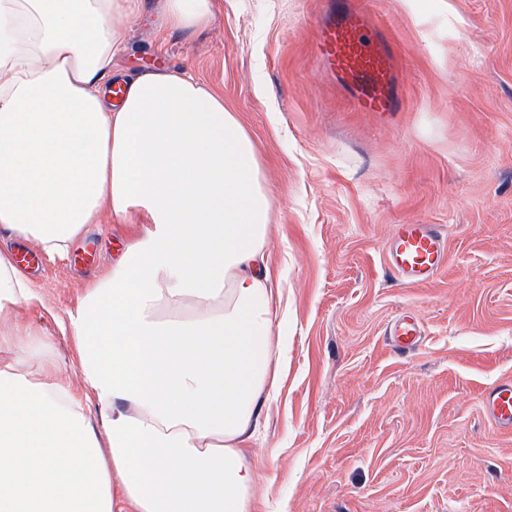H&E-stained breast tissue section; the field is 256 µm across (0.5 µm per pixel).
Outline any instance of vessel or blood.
<instances>
[{"mask_svg": "<svg viewBox=\"0 0 512 512\" xmlns=\"http://www.w3.org/2000/svg\"><path fill=\"white\" fill-rule=\"evenodd\" d=\"M314 51L325 69L347 86L354 110L398 111L396 77L402 57L358 0H327ZM386 262L406 284L428 283L447 263V238L432 224L396 225L386 246ZM389 334L396 350L407 354L421 342L424 328L405 315L393 322ZM482 405L491 427L512 435V382L487 391Z\"/></svg>", "mask_w": 512, "mask_h": 512, "instance_id": "obj_1", "label": "vessel or blood"}]
</instances>
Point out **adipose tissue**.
<instances>
[{"label":"adipose tissue","mask_w":512,"mask_h":512,"mask_svg":"<svg viewBox=\"0 0 512 512\" xmlns=\"http://www.w3.org/2000/svg\"><path fill=\"white\" fill-rule=\"evenodd\" d=\"M144 0H0V228L50 258L103 219L122 259L64 320L83 389L66 384L20 305L35 284L0 249V512H255L249 442L288 345L266 248L257 148L185 70L113 62ZM218 0H162L171 32Z\"/></svg>","instance_id":"obj_1"}]
</instances>
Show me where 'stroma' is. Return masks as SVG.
<instances>
[{
	"label": "stroma",
	"instance_id": "stroma-1",
	"mask_svg": "<svg viewBox=\"0 0 512 512\" xmlns=\"http://www.w3.org/2000/svg\"><path fill=\"white\" fill-rule=\"evenodd\" d=\"M202 32L161 34L156 0L128 25L127 72L189 70L255 143L282 275L288 352L250 443L257 512H512V435L480 392L512 380V0H377L410 60L398 112L352 111L313 52L323 0H220ZM438 224L448 265L407 286L386 269L395 225ZM131 229L100 224L26 268L74 389L60 323ZM425 330L392 352L402 312Z\"/></svg>",
	"mask_w": 512,
	"mask_h": 512
}]
</instances>
